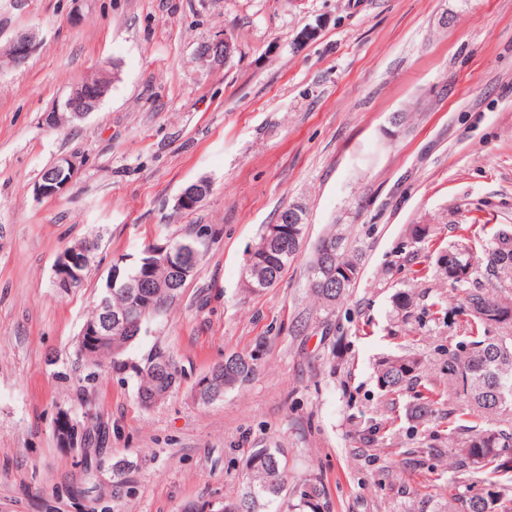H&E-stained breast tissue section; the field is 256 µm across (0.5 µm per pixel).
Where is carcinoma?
<instances>
[{"mask_svg":"<svg viewBox=\"0 0 512 512\" xmlns=\"http://www.w3.org/2000/svg\"><path fill=\"white\" fill-rule=\"evenodd\" d=\"M305 234V225L297 226V237L287 242L269 243L268 251L275 259L276 273L267 275L268 269L256 263L244 269V276L254 282L264 280L265 287L272 286L283 269L299 252ZM360 259L344 254L342 238L331 234L318 242L310 266V283L316 297L328 307L335 305L346 294L351 283L341 284L336 275L343 270L357 272ZM435 273L448 277L461 287L462 310L469 314L470 324L481 333L472 347L447 349L448 358L444 370L448 384L459 390V400L466 407L479 408L495 413L512 406V336L502 331L512 327V301L489 294L481 284V277L492 276L500 281L512 279V229H499L489 243L482 248L481 256L473 255L469 243H457L438 254ZM150 302L128 305L123 289L112 291V305L129 307L130 331L112 336V343L90 339L83 355L92 368H98L107 360L122 366L120 357L139 335L146 322L164 312L169 302L179 292H159L146 289ZM256 370V358L232 354L209 370L213 387L229 391L250 381ZM139 380L138 398L143 407L146 401L163 400L179 382V371L163 353L149 356L141 365L133 366ZM379 386L388 394L412 389L415 401L409 408L410 417L424 422L433 414L439 393L422 383L421 360L416 354L406 352L381 361L376 371ZM454 442L457 448V468L462 478L456 481L464 491L450 495L443 512H512V494L505 488L484 496L475 491L483 480L482 468L493 464L506 471L512 468V426L478 429L459 425L455 428ZM246 481L242 494L219 506L220 512H260L267 502L279 498L285 490L284 466L276 452L268 448L255 450L245 463ZM291 495L295 512H321L322 489L305 479L293 486Z\"/></svg>","mask_w":512,"mask_h":512,"instance_id":"1","label":"carcinoma"}]
</instances>
